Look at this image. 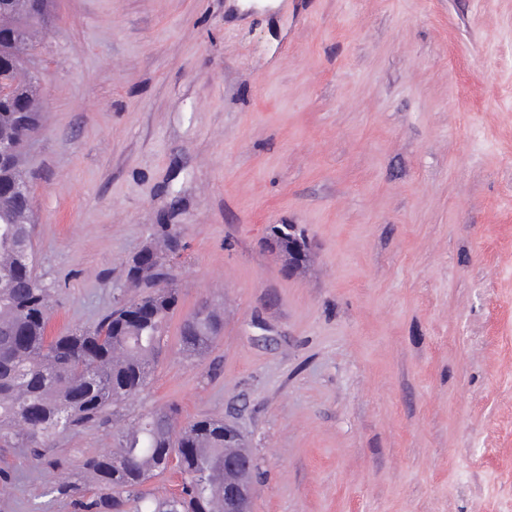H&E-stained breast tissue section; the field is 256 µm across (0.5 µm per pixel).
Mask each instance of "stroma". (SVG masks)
<instances>
[{
  "instance_id": "obj_1",
  "label": "stroma",
  "mask_w": 512,
  "mask_h": 512,
  "mask_svg": "<svg viewBox=\"0 0 512 512\" xmlns=\"http://www.w3.org/2000/svg\"><path fill=\"white\" fill-rule=\"evenodd\" d=\"M25 148L47 333L162 225L180 292L138 413L224 420L252 512H512V0H50ZM308 242L290 264L273 240ZM205 355L180 350L202 302ZM0 450V512H74ZM199 310V309H198ZM196 310L183 324L181 329V349L187 356H201L208 352L219 337L223 328V318L210 309L206 315Z\"/></svg>"
}]
</instances>
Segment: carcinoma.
<instances>
[{"label":"carcinoma","instance_id":"carcinoma-1","mask_svg":"<svg viewBox=\"0 0 512 512\" xmlns=\"http://www.w3.org/2000/svg\"><path fill=\"white\" fill-rule=\"evenodd\" d=\"M19 28L32 44L48 30L43 0H11ZM10 32L0 31V65L16 72L17 95L0 100V140L22 144L40 122L38 82L25 62L13 57ZM27 182L23 169L0 166V447L22 448L41 464L56 441L92 426H112L119 405L149 385L164 329L179 303L169 284L167 265L158 262L161 242L143 247L149 278L127 281L140 289L114 302L94 328L50 337L52 288L34 273L30 203L16 185ZM223 328L212 309L194 312L181 329L188 356L208 352ZM178 410L153 408L120 432L116 451L84 460L81 475L51 489L73 502L78 512H224V421L194 420L174 430ZM183 474L180 496L156 497L145 484L167 470L171 461Z\"/></svg>","mask_w":512,"mask_h":512}]
</instances>
